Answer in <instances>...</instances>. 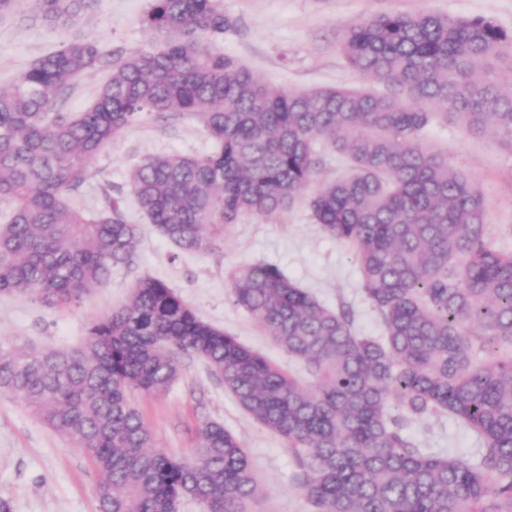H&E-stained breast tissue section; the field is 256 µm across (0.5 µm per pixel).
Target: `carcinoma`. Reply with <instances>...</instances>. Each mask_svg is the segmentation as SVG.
<instances>
[{"label": "carcinoma", "mask_w": 512, "mask_h": 512, "mask_svg": "<svg viewBox=\"0 0 512 512\" xmlns=\"http://www.w3.org/2000/svg\"><path fill=\"white\" fill-rule=\"evenodd\" d=\"M96 0H37L35 18L70 27ZM163 39L115 55L92 38L64 42L0 84V294L78 306L134 261L138 226L105 193L94 215L69 204L89 165L151 116L194 117L214 142L202 156H152L130 175L137 205L185 252H214L244 215L287 209L307 189L318 229L354 247L379 338L356 333L279 267L243 265L235 306L303 364L285 372L201 319L165 282L142 277L125 304L93 319L72 349L0 343V391L83 450L99 476L97 512H253L260 486L241 441L209 422L192 459L156 446L133 398L204 360L238 404L288 443L313 512H512V254L493 248L479 182L425 147L451 117L512 148V33L485 18L371 15L339 47L385 86L287 91L227 55L234 27L219 0H152L142 19ZM109 71L81 112L75 82ZM325 141L351 173L316 182ZM397 402L400 414L388 409ZM446 413L482 441L479 459L427 452L405 421Z\"/></svg>", "instance_id": "1"}]
</instances>
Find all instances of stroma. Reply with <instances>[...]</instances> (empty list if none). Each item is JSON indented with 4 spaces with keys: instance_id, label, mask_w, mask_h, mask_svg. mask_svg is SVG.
Masks as SVG:
<instances>
[{
    "instance_id": "stroma-1",
    "label": "stroma",
    "mask_w": 512,
    "mask_h": 512,
    "mask_svg": "<svg viewBox=\"0 0 512 512\" xmlns=\"http://www.w3.org/2000/svg\"><path fill=\"white\" fill-rule=\"evenodd\" d=\"M238 25L217 44L265 82L285 90L357 88L338 42L341 32L382 13L432 12L492 19L512 33V0H221ZM35 0H19L14 15L0 18V84L17 80L38 57L62 41L94 37L105 47L131 53L153 40L142 18L151 0H98L82 23L62 28L31 23ZM422 141L475 175L488 204L491 242L512 253V149L490 135L468 133L456 120H437ZM213 148L200 123L178 120L164 129L147 119L128 127L93 159L92 177L72 198L86 213L103 205L104 192L121 197L126 217L139 227L134 262L115 268L75 307L54 309L34 295H0V343L37 348L73 347L94 318L118 308L141 277L163 280L206 322L264 354L283 370L302 374L230 297L229 275L244 264L278 265L325 306L352 307L364 336H382L379 318L365 297L351 247L319 232L306 200L270 216L246 215L224 235L214 253H189L162 237L130 191L129 173L145 158L161 154L204 155ZM159 448L190 459L204 423L215 421L235 434L253 463L261 487L254 512H312L299 490L296 464L286 443L256 422L197 357L181 361L177 380L163 395L139 397ZM407 435L419 446L466 458L478 456L476 435L448 415L408 421ZM98 474L85 454L49 428L20 401L0 392V499L11 512H96Z\"/></svg>"
}]
</instances>
